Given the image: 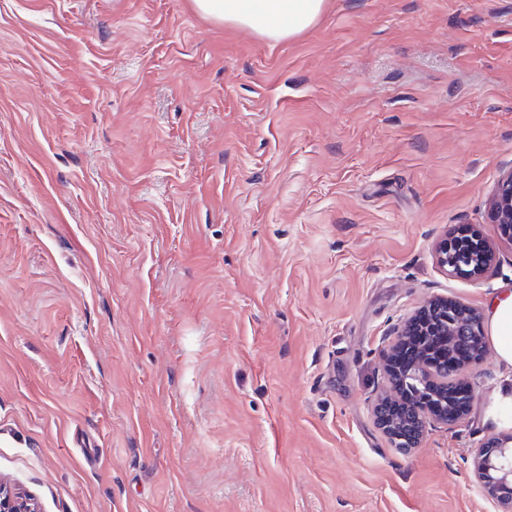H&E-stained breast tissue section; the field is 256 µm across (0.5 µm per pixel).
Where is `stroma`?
I'll return each mask as SVG.
<instances>
[{
	"label": "stroma",
	"instance_id": "obj_1",
	"mask_svg": "<svg viewBox=\"0 0 512 512\" xmlns=\"http://www.w3.org/2000/svg\"><path fill=\"white\" fill-rule=\"evenodd\" d=\"M512 0H0V479L42 512H497L466 420L397 452L381 350L512 285ZM474 227L499 265L435 262ZM326 0H193L205 18L229 24L277 42L311 26ZM490 224L512 226V168L504 172L497 184L490 203Z\"/></svg>",
	"mask_w": 512,
	"mask_h": 512
}]
</instances>
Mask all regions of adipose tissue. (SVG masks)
Listing matches in <instances>:
<instances>
[{"instance_id":"1","label":"adipose tissue","mask_w":512,"mask_h":512,"mask_svg":"<svg viewBox=\"0 0 512 512\" xmlns=\"http://www.w3.org/2000/svg\"><path fill=\"white\" fill-rule=\"evenodd\" d=\"M326 0H193L205 18L229 24L277 42L311 26ZM486 317L498 361L508 372L498 392L502 406H512V289L488 298Z\"/></svg>"}]
</instances>
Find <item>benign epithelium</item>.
<instances>
[{
  "label": "benign epithelium",
  "instance_id": "7a95c632",
  "mask_svg": "<svg viewBox=\"0 0 512 512\" xmlns=\"http://www.w3.org/2000/svg\"><path fill=\"white\" fill-rule=\"evenodd\" d=\"M490 223L512 226V169L498 181L490 203ZM436 262L447 276L479 279L497 264V254L489 237L476 231L466 247L443 238L436 249ZM430 335L455 337L456 350L466 352L469 358L460 365H441L423 358L407 367L399 366L396 353L408 350L416 354V337ZM484 349L482 314L464 303L435 298L402 321L394 342L383 350L390 392L396 397L411 392L426 400V404L411 412L397 410L388 396L375 405L377 425L395 447L416 448L427 425L455 424L466 418L474 390L463 375L482 362ZM473 473L483 491L496 502L499 512H512V439L493 437L477 448ZM0 512H40V508L31 495L0 481Z\"/></svg>",
  "mask_w": 512,
  "mask_h": 512
}]
</instances>
